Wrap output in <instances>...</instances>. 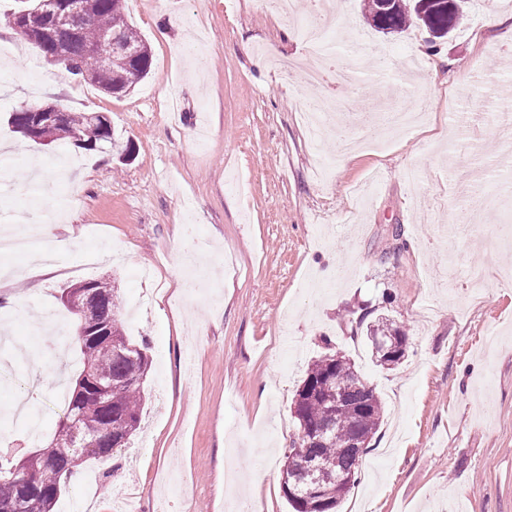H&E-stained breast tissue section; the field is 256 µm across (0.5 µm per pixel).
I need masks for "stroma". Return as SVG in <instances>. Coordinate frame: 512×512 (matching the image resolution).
Returning a JSON list of instances; mask_svg holds the SVG:
<instances>
[{
    "label": "stroma",
    "mask_w": 512,
    "mask_h": 512,
    "mask_svg": "<svg viewBox=\"0 0 512 512\" xmlns=\"http://www.w3.org/2000/svg\"><path fill=\"white\" fill-rule=\"evenodd\" d=\"M342 34L336 56L356 62L349 90L306 86L305 49L272 0H125L126 19L151 48L134 90L109 95L61 74L11 29L0 0V227L22 210L43 218L63 207L75 244L52 269L26 277L10 260L15 300L0 308V339L24 341L0 385V451L46 446L72 386L79 342L44 359V311L74 317L67 285L110 279L126 335L145 344L150 367L138 430L114 462L141 490L137 512H229L233 501L293 512L281 488L299 433L293 400L309 364L340 352L379 396L383 423L338 512H512V245L486 240L512 218V97L493 94L512 42V0H470L462 25L437 51L410 29H370L357 0H332ZM203 25L207 66L189 76L185 28ZM366 39L388 54L386 72L356 58ZM329 96L358 132V110L390 99L425 112L380 151L362 150L322 175L333 137L312 147L305 100ZM55 104L107 115L114 142L84 150L37 143L8 123L20 107ZM42 158L48 200L30 203L25 161ZM493 192L505 206L482 224L454 223L471 198ZM207 242L175 268L180 231ZM114 246L124 264L97 261ZM342 274L322 287L324 271ZM407 334L389 369L355 323L366 312ZM87 462L56 512L84 497L94 472L96 512L116 490Z\"/></svg>",
    "instance_id": "1"
}]
</instances>
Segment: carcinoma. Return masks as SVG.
<instances>
[{"label":"carcinoma","instance_id":"carcinoma-1","mask_svg":"<svg viewBox=\"0 0 512 512\" xmlns=\"http://www.w3.org/2000/svg\"><path fill=\"white\" fill-rule=\"evenodd\" d=\"M417 0H393L391 11H380L379 0H363V12L370 28L378 33L387 29L397 34L415 26L428 34L427 43L435 45L448 37L463 18L462 4L452 2L445 10L427 6L416 7ZM92 20L82 28L76 41L68 47L67 61L63 67L73 76L90 81L98 87L112 92L126 91L135 87L150 71L151 53L129 59L115 66L112 75H107L96 54L103 35L110 29L120 30L127 40L143 42L140 34L126 21L124 7L119 0H93ZM39 137L53 141L67 140L75 146L94 150L112 141L111 124L104 122L93 112H68L65 119L55 125L41 128ZM99 296L100 307L112 306L109 332L94 337L87 333L82 323H77L82 369L91 368L101 380L112 381L110 408L100 403L90 393L75 396L68 392L63 417L77 415L88 425H101L112 434V447L100 441H88L81 445L79 453L83 460L106 461L115 457L125 447L129 437L140 424L143 383L148 370V359L144 349L124 335L117 319L119 308L115 288L104 280L92 281ZM358 325L366 326L367 335L373 338L393 336L405 340V333L387 318L366 322L361 317ZM341 386H336V383ZM340 388L341 406L330 390ZM294 416L303 429L310 425L316 429L331 428L324 442L308 446L293 441L286 458L315 459L324 466V480L317 496L287 497L294 512H335L340 500L355 484L359 468L356 460L358 449L343 448L340 442L357 434L370 439L381 424L383 411L379 398L352 365L350 359L340 353L324 354L308 368L302 386L297 390L293 406ZM63 449L39 448L18 458L8 452L0 454V480L10 477L35 478L36 489L24 499V512H52L64 486L74 471L58 463H45L46 454H61Z\"/></svg>","mask_w":512,"mask_h":512}]
</instances>
